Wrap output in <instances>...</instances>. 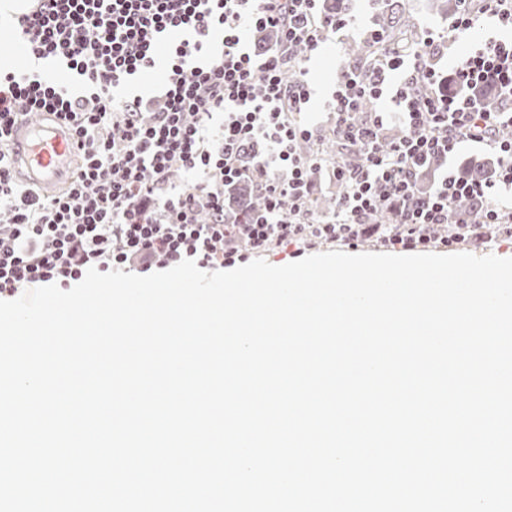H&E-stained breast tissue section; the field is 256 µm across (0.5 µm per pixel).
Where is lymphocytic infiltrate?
Here are the masks:
<instances>
[{
	"instance_id": "lymphocytic-infiltrate-1",
	"label": "lymphocytic infiltrate",
	"mask_w": 512,
	"mask_h": 512,
	"mask_svg": "<svg viewBox=\"0 0 512 512\" xmlns=\"http://www.w3.org/2000/svg\"><path fill=\"white\" fill-rule=\"evenodd\" d=\"M448 41L479 21L512 24V0H458ZM355 24L319 0H21L12 28L29 54L0 69V297L48 284L69 287L87 269L146 274L185 259L221 269L245 253L294 256L328 242L374 239L403 251L512 240V39L490 38L439 77L424 34L413 51L379 30L369 69L342 71L326 103L333 135L359 158L329 167L336 207L308 208L313 160L300 145L322 138L298 122L312 88L286 82L290 48L314 53ZM275 29L260 53L244 29ZM403 130L387 139L388 114ZM64 125L80 164L54 195L20 184L11 133L31 113ZM465 144L491 153L495 178L441 174L426 196L420 171ZM192 174L178 185L174 172ZM253 180L264 198L246 224L224 221V191ZM476 212L456 211L459 199Z\"/></svg>"
}]
</instances>
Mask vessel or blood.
<instances>
[{"label": "vessel or blood", "mask_w": 512, "mask_h": 512, "mask_svg": "<svg viewBox=\"0 0 512 512\" xmlns=\"http://www.w3.org/2000/svg\"><path fill=\"white\" fill-rule=\"evenodd\" d=\"M12 142L21 181L52 192L70 182L77 153L66 129L39 117L15 127Z\"/></svg>", "instance_id": "1"}]
</instances>
